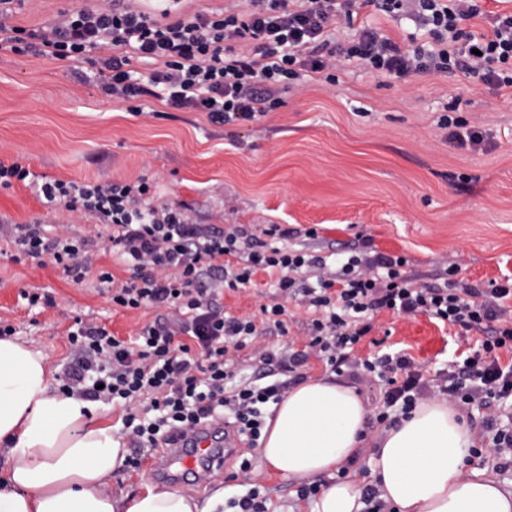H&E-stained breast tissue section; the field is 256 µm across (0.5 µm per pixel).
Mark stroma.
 I'll list each match as a JSON object with an SVG mask.
<instances>
[{"mask_svg":"<svg viewBox=\"0 0 512 512\" xmlns=\"http://www.w3.org/2000/svg\"><path fill=\"white\" fill-rule=\"evenodd\" d=\"M102 0H23L12 24L37 29L62 13ZM87 60L59 61L19 54L0 43V162L28 166L48 180L154 183V203L181 201L196 223L226 231L236 225L260 234L265 225L291 229L287 245L324 257L327 271L372 239L378 250L406 256L417 284L432 285L451 264L458 281L486 286L512 275V91L461 72L382 78L359 62L341 61L338 83L289 86L284 104L252 123L222 126L207 113L166 110L145 99L141 113L105 96ZM463 101L470 126L493 136L475 149L445 141L437 127L451 99ZM67 224L86 240L96 266L126 279L122 264L105 254L104 224L91 213L45 207L34 187L0 189V322L16 340L41 350L51 367L70 361L67 330L74 318L92 319L121 339L134 337L155 317L151 310L113 305L106 285L73 283L62 267L15 262L12 227L32 221ZM317 237H307L309 228ZM275 278L257 272L251 285L224 290L226 312L261 320L275 301ZM51 296L29 305L23 292ZM288 333L259 344L303 349L318 310L286 304ZM370 338L353 359L374 360L378 350L405 351L426 376L478 350L482 335H456L427 315L378 313ZM253 481L242 486L228 473L207 482H177L183 494L205 499L223 486L239 497L256 487L268 512H301L297 481L272 474L252 453Z\"/></svg>","mask_w":512,"mask_h":512,"instance_id":"stroma-1","label":"stroma"}]
</instances>
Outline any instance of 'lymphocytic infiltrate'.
Here are the masks:
<instances>
[{
  "instance_id": "1",
  "label": "lymphocytic infiltrate",
  "mask_w": 512,
  "mask_h": 512,
  "mask_svg": "<svg viewBox=\"0 0 512 512\" xmlns=\"http://www.w3.org/2000/svg\"><path fill=\"white\" fill-rule=\"evenodd\" d=\"M12 0H0V36L14 51L56 60H77L91 50L112 48L99 70L102 91L131 101L144 97L173 109L207 113L220 125L250 123L283 106L280 96L290 84L311 75L336 83V56L356 59L383 77L460 71L499 89H512V14L494 15L488 30L467 31L463 21L481 17L480 0H249L229 14L197 12L160 24L149 15L108 5L65 15L54 26L27 29L8 25ZM375 7L396 17L411 16L428 39L402 48L372 27L359 28L343 51H336L331 28L353 25L355 14ZM152 63L145 75L129 70L131 55ZM35 184L41 201L72 212L103 218L106 248L126 263L130 277L115 283L112 273L94 271L84 240L69 233L51 235L40 224L15 225L20 257L38 265L62 266L74 283L96 276L112 285L111 301L125 309H153L155 319L136 337L124 340L107 327L75 318L68 339L75 357L63 372L62 388L88 401L115 402L124 410L122 434L137 448L169 444L175 435L219 421L231 412L238 434L257 447L265 424L262 409L280 402L288 387L281 376L319 353L332 372L351 366L356 344L373 329L376 313L427 315L461 332H483L479 350L454 365L448 374L425 378L404 352H385L362 364L386 390L377 424L391 426L409 416L418 400L437 394L462 417L473 408L484 411L483 428L472 456L493 451L498 471L512 470V363L500 350L512 352V278L489 287L462 286L458 266L446 268L440 286L414 284L406 257L379 251L371 240L334 275L315 284L298 279L302 268L319 269L322 257L270 246L269 238L290 236L277 224L258 240L247 228L228 232L193 222L185 204L163 208L150 201L151 185L38 182L19 163H0V188L14 182ZM240 257V269L225 256ZM279 273L278 303L262 306L263 326L248 316L227 314L219 287L247 285L258 270ZM321 310L313 319L310 340L302 351L261 348L255 354L253 381H242L226 365L229 350L253 343L261 331L286 335L285 299Z\"/></svg>"
}]
</instances>
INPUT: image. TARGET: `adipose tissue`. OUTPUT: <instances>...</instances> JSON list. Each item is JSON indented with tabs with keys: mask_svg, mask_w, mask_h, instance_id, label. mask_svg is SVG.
<instances>
[{
	"mask_svg": "<svg viewBox=\"0 0 512 512\" xmlns=\"http://www.w3.org/2000/svg\"><path fill=\"white\" fill-rule=\"evenodd\" d=\"M259 440L269 471L328 482L304 512H363L362 488L337 479L366 453L379 497L393 512H512V489L486 469L466 468L473 435L447 402H419L411 418L368 435L355 388L315 377L273 407ZM128 455L92 402L63 393L39 349L0 338V512H215L212 498L161 483L130 495L110 489Z\"/></svg>",
	"mask_w": 512,
	"mask_h": 512,
	"instance_id": "1",
	"label": "adipose tissue"
}]
</instances>
